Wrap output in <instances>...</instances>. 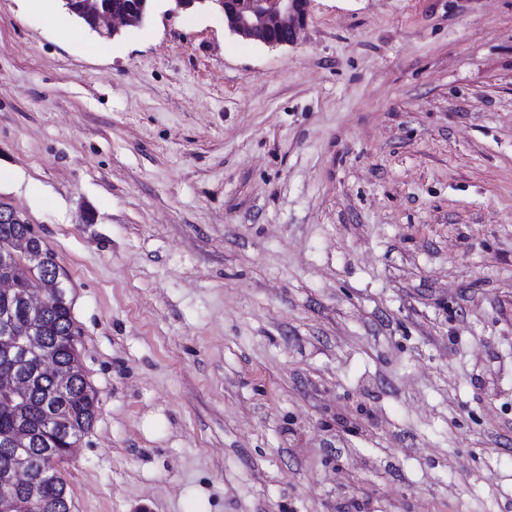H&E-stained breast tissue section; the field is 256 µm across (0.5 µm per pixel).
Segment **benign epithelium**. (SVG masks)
<instances>
[{"mask_svg":"<svg viewBox=\"0 0 512 512\" xmlns=\"http://www.w3.org/2000/svg\"><path fill=\"white\" fill-rule=\"evenodd\" d=\"M156 0H135L122 11L101 13L95 29L101 33L118 36L128 27H139L153 13ZM219 6L224 27L236 37L259 45L274 48L294 43L297 34L306 26L309 0H214ZM0 223L11 225L10 243L0 249V266H7L23 255L30 259L39 272L38 287L28 288L18 294L28 310L29 318L20 323L13 309L5 304L0 308V353L14 362H26L40 355L44 347V309L49 301L59 295L63 275L56 260L43 248L42 238L14 208L0 209ZM42 367L53 372L57 385L65 389L71 385L72 374L65 365L44 360ZM26 387V382L13 372L0 374V410L10 412L15 397ZM40 435L48 444L57 446L68 441L58 433L55 415L48 412L40 427ZM31 432L17 429L7 440L14 451L11 466L0 473V485L13 493L0 498V512H21L20 501H42L53 497L58 508H70L65 494L59 492L57 483L38 481L29 475L38 460L25 452Z\"/></svg>","mask_w":512,"mask_h":512,"instance_id":"obj_1","label":"benign epithelium"}]
</instances>
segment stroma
I'll return each mask as SVG.
<instances>
[{"instance_id": "1", "label": "stroma", "mask_w": 512, "mask_h": 512, "mask_svg": "<svg viewBox=\"0 0 512 512\" xmlns=\"http://www.w3.org/2000/svg\"><path fill=\"white\" fill-rule=\"evenodd\" d=\"M57 13L0 0V203L99 399L72 512H512V0ZM90 1V2H89ZM150 6L146 8V0L133 1L134 4L129 5L123 11H112V13H100L97 17V23L94 28L96 13L98 11H111L112 9L120 8L124 6L130 0H76L74 6L76 11L80 10V13L68 9V0L64 3L67 10L80 20L88 29L97 33L107 35L101 36L103 38H114L121 34L124 28L128 27H139L146 19L153 13L155 9V3L157 1L171 2V8L168 10L169 13H178L179 11H187L194 9L196 4H204L206 0H149ZM96 29V30H94ZM236 37L274 48L294 43L306 26L309 0H212Z\"/></svg>"}]
</instances>
